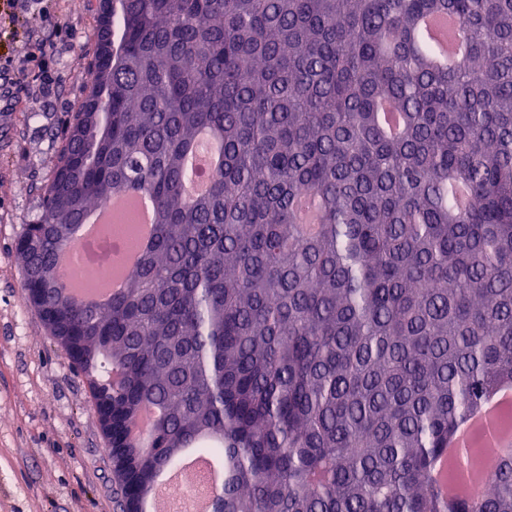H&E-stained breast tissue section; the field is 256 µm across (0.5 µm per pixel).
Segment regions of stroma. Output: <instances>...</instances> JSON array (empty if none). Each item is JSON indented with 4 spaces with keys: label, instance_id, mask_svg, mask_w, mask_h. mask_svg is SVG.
<instances>
[{
    "label": "stroma",
    "instance_id": "stroma-1",
    "mask_svg": "<svg viewBox=\"0 0 512 512\" xmlns=\"http://www.w3.org/2000/svg\"><path fill=\"white\" fill-rule=\"evenodd\" d=\"M33 24L0 17V54L40 57L50 85L14 84L0 112V512H120L109 445L83 373L25 300L15 245L36 220L59 132L86 94L98 0H47Z\"/></svg>",
    "mask_w": 512,
    "mask_h": 512
}]
</instances>
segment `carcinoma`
I'll list each match as a JSON object with an SVG mask.
<instances>
[{"label": "carcinoma", "instance_id": "1", "mask_svg": "<svg viewBox=\"0 0 512 512\" xmlns=\"http://www.w3.org/2000/svg\"><path fill=\"white\" fill-rule=\"evenodd\" d=\"M430 14L462 25L447 68ZM88 89L16 256L140 497L195 444L222 512H512V456L473 492L431 476L512 382V0H115ZM204 131L222 164L192 196ZM124 190L153 239L121 292L77 297L57 255Z\"/></svg>", "mask_w": 512, "mask_h": 512}]
</instances>
